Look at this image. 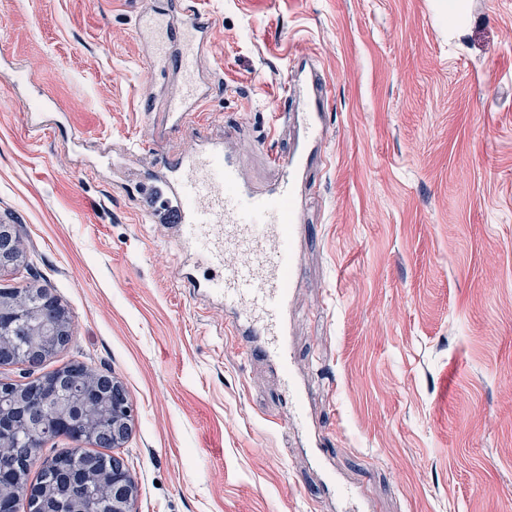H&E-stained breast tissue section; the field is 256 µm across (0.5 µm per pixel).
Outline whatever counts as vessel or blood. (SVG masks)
Listing matches in <instances>:
<instances>
[{
    "mask_svg": "<svg viewBox=\"0 0 512 512\" xmlns=\"http://www.w3.org/2000/svg\"><path fill=\"white\" fill-rule=\"evenodd\" d=\"M146 24L152 35L151 60L181 83L179 93L163 101L161 128L189 127L210 94L209 85L199 80V62L213 20L198 9L173 6L164 16H149ZM285 101L283 117L294 124L296 137L287 154L273 155L280 177L268 187L249 184L237 153L220 139L166 159V177L152 181L141 180L135 165L142 147H131L125 177L136 186L146 223L174 225L179 244L192 249L196 264L211 267L207 278L183 272L178 278L194 293L223 301L226 325L243 350L263 354L277 366L302 425L307 393L295 378L288 336L292 289L302 269L299 197L328 136L325 87L314 65L303 62L291 72ZM228 249L242 255V263L225 265ZM327 481L345 512H362L358 490L332 472Z\"/></svg>",
    "mask_w": 512,
    "mask_h": 512,
    "instance_id": "b4317fda",
    "label": "vessel or blood"
}]
</instances>
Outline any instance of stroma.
I'll use <instances>...</instances> for the list:
<instances>
[{
  "instance_id": "1",
  "label": "stroma",
  "mask_w": 512,
  "mask_h": 512,
  "mask_svg": "<svg viewBox=\"0 0 512 512\" xmlns=\"http://www.w3.org/2000/svg\"><path fill=\"white\" fill-rule=\"evenodd\" d=\"M214 23L200 71L211 138L235 130L247 179L276 180L287 64L328 93L304 199L289 342L328 464L370 512H512V0H186ZM152 0H0V222L73 340L49 357L111 371L134 421L120 448L135 512H342L287 391L246 357L186 260L145 223L112 160L151 143L163 84L136 20ZM29 80L59 114L34 133Z\"/></svg>"
}]
</instances>
